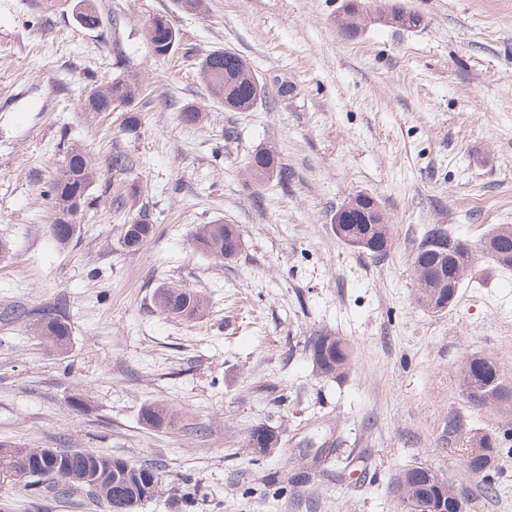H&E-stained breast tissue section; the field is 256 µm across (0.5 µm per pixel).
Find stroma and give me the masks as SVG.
Here are the masks:
<instances>
[{
    "label": "stroma",
    "instance_id": "obj_1",
    "mask_svg": "<svg viewBox=\"0 0 512 512\" xmlns=\"http://www.w3.org/2000/svg\"><path fill=\"white\" fill-rule=\"evenodd\" d=\"M345 2L89 0L100 24L87 29L80 0H0V309L61 301L71 325L62 353L30 322H0V442L157 466L164 485L137 512H403L394 479L421 463L466 512H512V406L471 407L458 376L484 355L512 388V269L478 259L432 313L413 268L434 225L477 246L512 224V0H360L369 20L352 38L336 27ZM383 3L420 26L375 21ZM157 16L180 37L166 57L145 39ZM220 47L267 82V103L230 112L211 95L198 63ZM113 79L165 102L127 131L123 112L84 106ZM186 107L203 121L184 123ZM73 144L99 178L61 246L48 190ZM262 148L294 170L289 184L253 178ZM116 151L131 159L121 174ZM360 192L391 227L380 259L336 237L337 207ZM142 211L154 236L127 250ZM218 222L241 231L234 260L192 246L197 225ZM162 284L201 294L203 312H161ZM321 332L352 347L341 378L306 352ZM155 401L172 426L143 423ZM259 425L280 435L273 454L248 446ZM472 434L499 444L489 479L465 465ZM0 512L109 510L0 477Z\"/></svg>",
    "mask_w": 512,
    "mask_h": 512
}]
</instances>
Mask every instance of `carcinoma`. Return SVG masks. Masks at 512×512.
<instances>
[{"instance_id": "1", "label": "carcinoma", "mask_w": 512, "mask_h": 512, "mask_svg": "<svg viewBox=\"0 0 512 512\" xmlns=\"http://www.w3.org/2000/svg\"><path fill=\"white\" fill-rule=\"evenodd\" d=\"M361 13L356 5L350 3L337 16L339 31L352 37L361 29ZM379 20L403 28H416L421 24V17L403 6H392L390 12L379 15ZM174 28L169 22L159 26L148 27L147 40L153 54L166 56L170 43L169 33ZM201 79L207 88L224 101V108L239 112L252 109L267 99V83L253 73L246 60L237 52L216 49L200 61ZM92 95L97 98V112L110 109L112 100L120 99L129 106L125 119V128L133 130L138 126L139 117L134 108L137 87L114 79L98 86ZM249 167L258 181L275 178L281 184H288L292 173L273 153L267 150L254 152L249 160ZM98 179V172L87 154L70 147L66 150L62 171L51 183L49 193L54 200L56 219L67 216L73 201L78 197L79 207L88 204L91 190ZM154 225L146 216L141 215L131 220L123 234V245L135 251L153 234ZM381 245L375 250H367L374 257L387 254L392 245L390 227L381 225L374 229ZM496 241L497 246H482L481 253L503 269L512 268V225L499 224L488 235ZM196 250L217 259H233L240 252V231L235 224H204L196 228L192 235ZM476 260L475 250L468 243L451 236L448 228L435 225L427 230L413 257V267L424 269V274L416 276V302L424 308L435 297L442 295L446 285L439 275L446 272L448 276L465 281ZM157 302L164 312L174 318L191 319L203 304L202 298L189 289L162 285L156 294ZM35 319L38 330L57 349H67L70 342V323L64 306L43 307L29 310L10 307L0 310V319L14 322ZM308 355L317 370L325 377H341L350 366L351 349L340 336L318 333L309 337L306 344ZM462 394L474 408H484L494 404L493 394L502 384L497 363L481 355L467 358L460 371ZM142 420L147 425L161 429L172 422L168 406L151 403L143 408ZM68 480L56 485V495L70 496L77 490L94 501H116L128 495L137 499H151L160 490L163 476L153 466L137 465L123 458L106 454H97L82 450H73L67 456ZM54 468V463L43 457L41 448H22L13 443L0 442V475L15 480L31 479L37 484L44 480L45 472ZM100 470L102 478L98 490L93 491L82 481V476L94 470Z\"/></svg>"}]
</instances>
